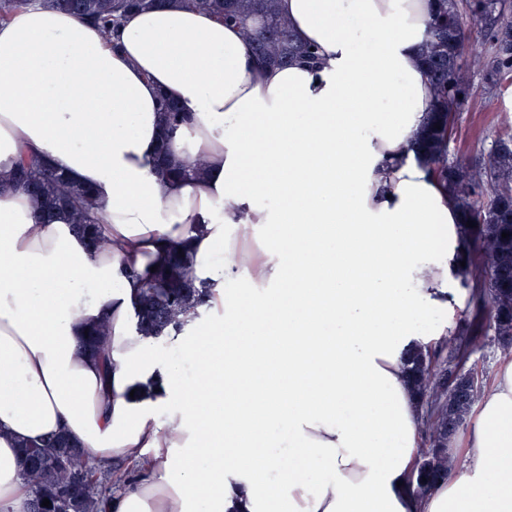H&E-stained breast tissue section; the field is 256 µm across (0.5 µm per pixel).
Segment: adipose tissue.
Instances as JSON below:
<instances>
[{
  "instance_id": "ef3b65f1",
  "label": "adipose tissue",
  "mask_w": 512,
  "mask_h": 512,
  "mask_svg": "<svg viewBox=\"0 0 512 512\" xmlns=\"http://www.w3.org/2000/svg\"><path fill=\"white\" fill-rule=\"evenodd\" d=\"M314 61L259 66L238 27L188 7L93 20L37 5L0 22V174L20 156L94 190L111 248L0 186V512H28L17 444L68 435L126 468L109 512H512V354L425 493L409 354L462 308L472 239L417 138L429 0H280ZM190 121L159 176L162 100ZM277 197L280 207L263 201ZM188 245L208 323L157 358L138 272ZM108 319L111 368L81 353ZM308 469L288 471L279 449Z\"/></svg>"
}]
</instances>
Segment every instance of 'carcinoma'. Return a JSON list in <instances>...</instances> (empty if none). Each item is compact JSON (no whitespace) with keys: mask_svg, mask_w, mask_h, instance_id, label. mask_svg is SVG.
Wrapping results in <instances>:
<instances>
[{"mask_svg":"<svg viewBox=\"0 0 512 512\" xmlns=\"http://www.w3.org/2000/svg\"><path fill=\"white\" fill-rule=\"evenodd\" d=\"M41 5L95 20L102 30L113 31L125 15L136 9L189 6L211 12L229 23L243 26L261 66H286L299 57L314 58L310 47L298 42L279 0H38ZM260 17V31L247 20ZM485 24L484 38L465 44L467 23ZM419 55L427 66L433 86L429 119L421 139L426 161L458 202L464 220L478 240L480 274L475 294L480 300L477 327L470 336L456 339L450 358L433 362L419 354L410 358L411 383L427 412L425 423L429 448L416 472L419 488L425 489L445 476L453 463L448 450V424L464 422L479 398L483 381L475 392L464 390L448 396V381L465 375L469 354L486 339L505 348L512 345V141L499 140L487 164L448 163V135L453 118L449 113L468 101L471 69L482 70L486 84L493 87L512 75V0H437L428 22ZM188 117L177 104L163 102L160 149L156 159L159 172L182 177L186 169L172 162L169 133L186 123ZM440 128H435V125ZM13 186L39 201L43 214L52 219L69 214L71 231L95 251L108 248L98 222V204L90 188L72 182L48 165L21 162L12 176ZM507 232L509 236L502 237ZM193 254L184 248L168 251L163 265L143 275V287L136 304L135 330L159 340L164 331L181 329L187 314L203 303L206 288L191 276ZM106 323L88 327L82 339L84 350L93 357L106 358ZM20 475L30 493L29 512H102L112 497V466L96 465L82 450L63 436L25 442L20 447ZM51 505H42L43 499Z\"/></svg>","mask_w":512,"mask_h":512,"instance_id":"obj_1","label":"carcinoma"}]
</instances>
